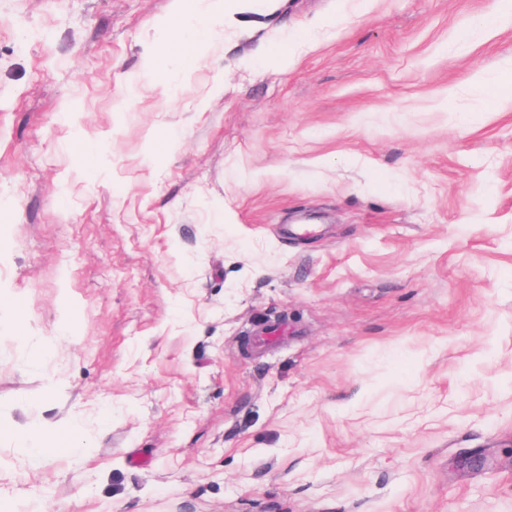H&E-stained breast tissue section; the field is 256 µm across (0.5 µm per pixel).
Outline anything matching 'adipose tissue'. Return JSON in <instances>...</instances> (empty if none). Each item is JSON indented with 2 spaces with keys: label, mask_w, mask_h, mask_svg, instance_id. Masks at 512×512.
<instances>
[{
  "label": "adipose tissue",
  "mask_w": 512,
  "mask_h": 512,
  "mask_svg": "<svg viewBox=\"0 0 512 512\" xmlns=\"http://www.w3.org/2000/svg\"><path fill=\"white\" fill-rule=\"evenodd\" d=\"M241 8V0H173V9L164 20L169 35L168 43L160 52L148 56L143 70L151 76L166 74L167 60L177 55L187 59L201 60L211 40V22L223 19ZM16 439L24 448L31 467H40L49 455L50 448L66 449L69 455L83 452L85 444L76 424L57 427L46 439L34 442L25 434Z\"/></svg>",
  "instance_id": "obj_1"
}]
</instances>
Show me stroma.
Returning a JSON list of instances; mask_svg holds the SVG:
<instances>
[{
  "label": "stroma",
  "mask_w": 512,
  "mask_h": 512,
  "mask_svg": "<svg viewBox=\"0 0 512 512\" xmlns=\"http://www.w3.org/2000/svg\"><path fill=\"white\" fill-rule=\"evenodd\" d=\"M171 5L0 0V498L512 512V9ZM244 0H173V9L164 20L169 35L165 49L148 56L143 71L150 75H165L168 57L201 60L211 40V22L224 20L225 14L240 10ZM16 439L24 447L28 463L33 468L40 467L45 458L55 452H49L52 447L65 448L67 450L58 453L74 456L82 453L86 446L75 423L60 425L48 438L39 442L31 441L22 433H18Z\"/></svg>",
  "instance_id": "35a3bbf8"
}]
</instances>
